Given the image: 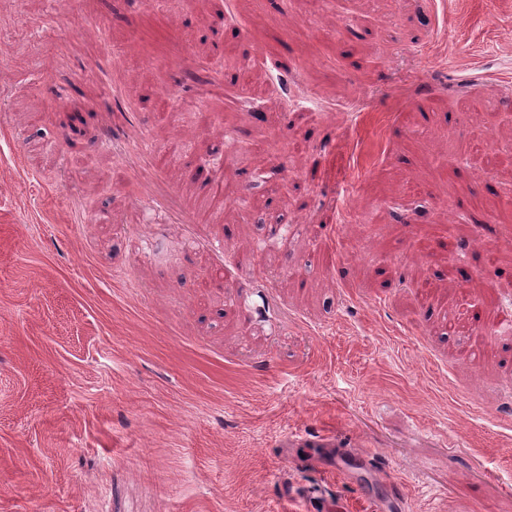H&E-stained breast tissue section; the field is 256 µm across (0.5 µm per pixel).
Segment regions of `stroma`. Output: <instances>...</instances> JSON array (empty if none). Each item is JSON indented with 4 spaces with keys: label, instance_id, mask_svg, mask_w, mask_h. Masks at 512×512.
<instances>
[{
    "label": "stroma",
    "instance_id": "1",
    "mask_svg": "<svg viewBox=\"0 0 512 512\" xmlns=\"http://www.w3.org/2000/svg\"><path fill=\"white\" fill-rule=\"evenodd\" d=\"M489 135L512 0H0V512H512Z\"/></svg>",
    "mask_w": 512,
    "mask_h": 512
}]
</instances>
